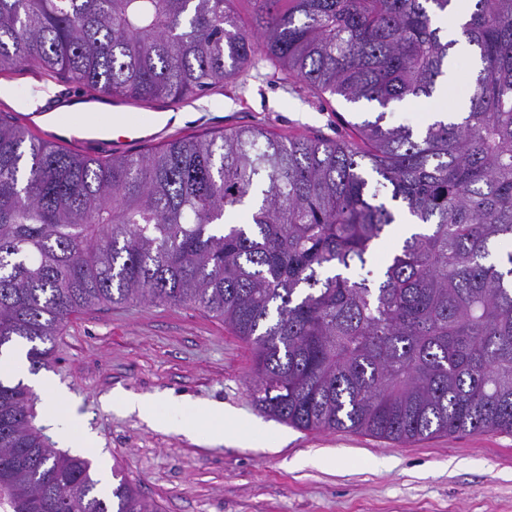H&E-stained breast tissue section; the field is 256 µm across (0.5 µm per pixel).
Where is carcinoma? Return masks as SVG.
Instances as JSON below:
<instances>
[{
	"label": "carcinoma",
	"mask_w": 512,
	"mask_h": 512,
	"mask_svg": "<svg viewBox=\"0 0 512 512\" xmlns=\"http://www.w3.org/2000/svg\"><path fill=\"white\" fill-rule=\"evenodd\" d=\"M0 0V75L27 67L97 92L182 103L257 52L322 94L376 103L356 139L260 126L91 158L0 118V358L33 374L74 315L192 304L253 352L255 405L294 428L394 443L512 433V0H473L469 111L423 126L458 40L452 0ZM249 211L245 222L235 220ZM406 216L369 277L354 275ZM33 394L0 377L8 512H158L51 447ZM446 106V103L437 101L434 98L428 102L403 101L387 110V121L393 124H409L421 126L429 122L432 112H439Z\"/></svg>",
	"instance_id": "cac0c4a2"
}]
</instances>
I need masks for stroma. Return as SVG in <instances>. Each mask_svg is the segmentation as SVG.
<instances>
[{
	"instance_id": "35a3bbf8",
	"label": "stroma",
	"mask_w": 512,
	"mask_h": 512,
	"mask_svg": "<svg viewBox=\"0 0 512 512\" xmlns=\"http://www.w3.org/2000/svg\"><path fill=\"white\" fill-rule=\"evenodd\" d=\"M0 117L19 122L38 95L92 89L28 69L0 76ZM371 104L319 95L267 57L183 104L166 139L260 125L281 136L333 140ZM251 352L223 321L192 306L108 304L73 317L42 377L72 403L81 449L105 487L125 477L161 512H512V435L457 433L410 443L305 431L255 407ZM173 396L223 406L252 441L209 444L104 407L108 396Z\"/></svg>"
}]
</instances>
